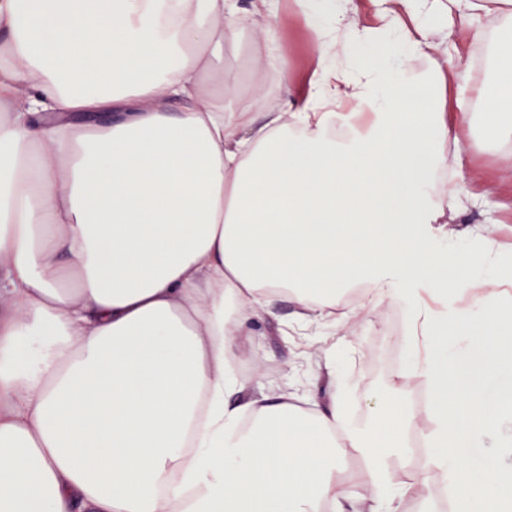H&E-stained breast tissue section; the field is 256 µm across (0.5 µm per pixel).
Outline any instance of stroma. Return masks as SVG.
I'll return each mask as SVG.
<instances>
[{"label":"stroma","mask_w":512,"mask_h":512,"mask_svg":"<svg viewBox=\"0 0 512 512\" xmlns=\"http://www.w3.org/2000/svg\"><path fill=\"white\" fill-rule=\"evenodd\" d=\"M283 47L293 70L296 91H304L317 66L313 34L297 0H272ZM505 16L491 13L483 20L479 42L458 45V57L464 77L475 83L493 79L488 50L493 40L506 31ZM471 126L461 144L467 158L465 174H458L454 162L442 168L443 176L435 188L442 191L462 183L469 199L453 213L450 224L458 233L456 244L462 249L475 248L471 227H482L487 237L495 239L505 259L512 260V140L493 141L483 129L481 102L468 105ZM354 295L336 303L337 312L350 317L337 327L324 329L319 336H301L294 330L297 308L289 299L273 305L274 318L255 323L254 345L235 366L247 379L249 391L290 386L305 389L318 364L335 358L337 375L346 378L347 395L354 417H362L373 403L400 392L415 417L416 426L432 430L434 423L425 410L426 391L421 379L410 377L411 354L408 332L396 326L398 316L410 307L402 298L363 309L352 314Z\"/></svg>","instance_id":"obj_1"}]
</instances>
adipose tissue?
I'll return each instance as SVG.
<instances>
[{"label":"adipose tissue","mask_w":512,"mask_h":512,"mask_svg":"<svg viewBox=\"0 0 512 512\" xmlns=\"http://www.w3.org/2000/svg\"><path fill=\"white\" fill-rule=\"evenodd\" d=\"M301 0L317 67L296 95L271 9L239 0H0V512H400L414 420L376 402L344 439L347 396L245 395L233 366L281 296L297 323L362 305L453 292L434 251L452 240L455 190L426 200L470 116L448 88L449 33L477 40L491 0H371L377 26ZM278 77L225 107L239 75L215 60L243 29ZM441 64L417 72L415 59ZM473 87L487 138L512 139V35ZM493 279L438 319L410 311L431 352L415 374L438 428L425 469L453 512H512V466L480 478L462 451L512 447V402L449 369L459 341L512 345L496 240L452 251ZM365 462L370 496L337 482Z\"/></svg>","instance_id":"1"}]
</instances>
